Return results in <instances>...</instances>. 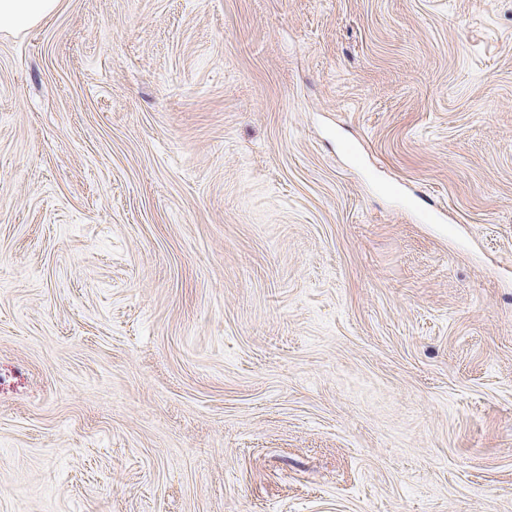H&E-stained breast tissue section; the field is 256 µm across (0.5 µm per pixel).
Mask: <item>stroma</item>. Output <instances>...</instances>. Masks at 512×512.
<instances>
[{"label": "stroma", "instance_id": "1", "mask_svg": "<svg viewBox=\"0 0 512 512\" xmlns=\"http://www.w3.org/2000/svg\"><path fill=\"white\" fill-rule=\"evenodd\" d=\"M0 512H512V0L0 32Z\"/></svg>", "mask_w": 512, "mask_h": 512}]
</instances>
